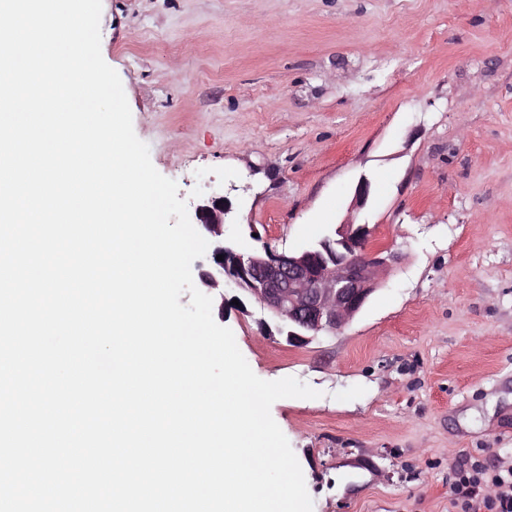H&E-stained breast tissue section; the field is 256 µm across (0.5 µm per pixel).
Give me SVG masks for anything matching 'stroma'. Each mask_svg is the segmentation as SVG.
I'll return each mask as SVG.
<instances>
[{
  "mask_svg": "<svg viewBox=\"0 0 512 512\" xmlns=\"http://www.w3.org/2000/svg\"><path fill=\"white\" fill-rule=\"evenodd\" d=\"M100 31L154 167L226 197L225 239L351 217L402 255L306 346L256 306L221 321L259 378L321 393L271 407L313 512H455L454 470L512 460V0H102Z\"/></svg>",
  "mask_w": 512,
  "mask_h": 512,
  "instance_id": "1",
  "label": "stroma"
}]
</instances>
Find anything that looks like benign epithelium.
<instances>
[{"instance_id": "benign-epithelium-1", "label": "benign epithelium", "mask_w": 512, "mask_h": 512, "mask_svg": "<svg viewBox=\"0 0 512 512\" xmlns=\"http://www.w3.org/2000/svg\"><path fill=\"white\" fill-rule=\"evenodd\" d=\"M370 188L369 179L361 177L354 208L366 205ZM229 212L222 196L208 198L195 209L198 232L209 242L205 263L197 264L199 281L212 289L232 284L239 304L224 298L220 310L245 313L247 304L255 303L267 313L260 321L267 332L293 346L345 327L401 259L388 246L372 245L373 229L351 218L293 251L266 245L260 250L240 248L224 238Z\"/></svg>"}]
</instances>
